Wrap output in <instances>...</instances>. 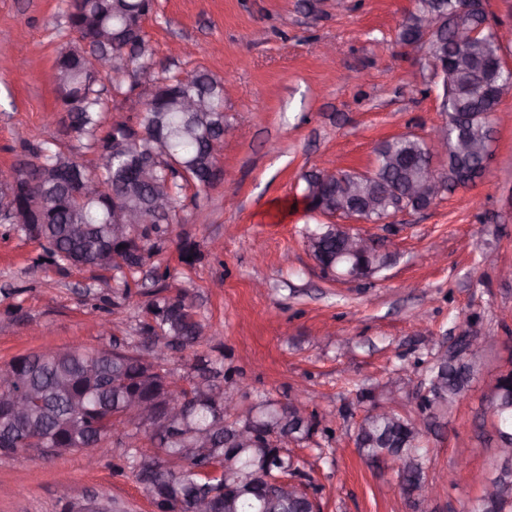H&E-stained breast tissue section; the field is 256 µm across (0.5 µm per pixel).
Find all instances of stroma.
Masks as SVG:
<instances>
[{
    "label": "stroma",
    "instance_id": "35a3bbf8",
    "mask_svg": "<svg viewBox=\"0 0 512 512\" xmlns=\"http://www.w3.org/2000/svg\"><path fill=\"white\" fill-rule=\"evenodd\" d=\"M68 0H0V175L23 147L48 141L92 167L100 157L67 131L53 79L64 48L82 43L67 27ZM416 0H154L144 28L152 69L101 82L108 123L139 124L155 75L205 71L225 79L223 177L186 188L155 265L169 287L189 289L207 327L199 350L169 354L165 368L186 376L196 352L234 370L222 388L247 406L259 397L308 403L331 436L290 444L317 488L321 512H412L397 473L363 459L357 426L372 404L399 392L401 414L417 416L409 378L423 380L431 357L453 346L467 321L494 336L479 353L466 398L437 413L424 433L430 512H470L475 475L497 465L495 420L486 395L512 368V97L493 119V151L475 185L442 193L421 211L357 229L391 255L374 278L324 272L303 238L326 218L309 211L306 173L364 171L378 144L397 136L428 140L447 115L427 48L400 41ZM335 49L324 65L323 45ZM199 259H180L182 243ZM37 241L0 226V364L33 351L140 348L142 271L130 292L111 273L60 270ZM109 312H102V299ZM367 400H358V392ZM120 435L94 468L80 453L21 452L0 467V512H62L66 502L111 501L112 512H150L141 486L114 466Z\"/></svg>",
    "mask_w": 512,
    "mask_h": 512
}]
</instances>
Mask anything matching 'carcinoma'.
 <instances>
[{
    "instance_id": "carcinoma-1",
    "label": "carcinoma",
    "mask_w": 512,
    "mask_h": 512,
    "mask_svg": "<svg viewBox=\"0 0 512 512\" xmlns=\"http://www.w3.org/2000/svg\"><path fill=\"white\" fill-rule=\"evenodd\" d=\"M152 0H70L67 21L80 39L95 43V28L121 31L130 21L147 15ZM435 15L440 21L433 32L435 43L448 55V67L454 79L443 89V111L448 114L446 127V169L437 172L448 192L466 187L484 173L482 155L462 154L457 149L465 137L477 141H492L491 115L501 102L488 92L496 84H512V71L497 68L492 58L501 57V44L491 27L482 30L478 38L459 45L454 40L455 28L466 23L478 27L486 20L482 0H417V13L410 17L400 33L403 42L416 41L424 18ZM136 51L130 62L148 71L153 50L147 35L136 37ZM81 52L64 50L56 62V76L61 85L72 90L65 102L73 113L71 130L84 137L93 149L107 147L112 140V128L105 127L104 102L96 89L101 73H87L80 63ZM195 86L205 94L208 107L201 112L186 114L167 99ZM224 122V84L210 74L197 71L186 77L161 75L154 79L153 93L147 103L140 126L144 135L133 145L143 158L149 172L142 177L137 189L128 197L131 206L142 211L141 224L122 235L112 234L110 216L95 198L80 199L66 185H55L50 179L32 190V199H40L44 220L40 224H10V230L38 241L44 258L64 270L68 267L93 268L119 274L124 287L136 278L152 258L158 255L171 231L172 213L183 189L192 184L206 188L214 184L210 171L211 142L220 136L216 126ZM29 155L44 163L42 172L52 165L68 163L70 158L60 151L43 145H28ZM430 153L419 139L402 136L384 141L377 150L379 181L370 184L358 174L342 170L330 180L324 190L314 193L312 185L320 172L304 176L303 199L311 211L329 209L336 196L349 187L357 193V201L366 198L377 201L378 209L369 212L373 223L396 212L386 199L388 185L400 193L421 177ZM122 159L107 157L93 178L124 190L119 179ZM166 189L169 207L158 216L148 208V202L158 188ZM312 257L320 265L344 263L341 257V233L321 224L306 235ZM205 325L199 319L192 297L185 289L174 294L159 287L147 293L141 306L139 334L144 342L161 343L172 350H186L199 345ZM111 346L60 351L49 357L40 353L20 354L0 368V396L22 386L33 395L27 415L14 419L0 412V449L16 457L28 448L41 449L54 445L55 454L66 449L107 447L113 431L122 430L127 440V452L120 472H129L140 481V463L156 461L154 482L142 487L150 498L164 497L169 512H197L199 495L224 489V480L237 484L238 494L224 500V512H311L308 494L273 496L263 494L253 485L256 463L263 460L274 474L300 476L302 471L290 456L280 454L279 447L241 446L231 442L235 427L250 421L252 428L265 433L277 431L291 436L296 443L312 438L314 427L297 429L280 403L261 400L240 412L238 418L220 416L214 409L215 398L224 395L218 379L230 377L224 362L208 354H197L192 365L193 375L183 383L157 365L152 375L144 373L139 359L131 352H114ZM477 371L476 354H468L448 362L445 369L436 363L426 370V381L439 378L447 389V407L464 397ZM176 385L177 398L186 412L177 426L160 433L123 419L127 397L134 393L160 397L162 383ZM497 421L496 431L503 443L512 445V369L500 374L487 396ZM208 434L209 443L197 448V435ZM421 435L412 427V420L395 414L390 420L365 416L358 424L355 445L366 460L383 454L403 455L411 460L405 477L410 487L427 484L422 457L419 453ZM195 448L189 459L183 449ZM488 484L497 488L494 498L481 496L470 512H512V455L498 457L495 475Z\"/></svg>"
}]
</instances>
